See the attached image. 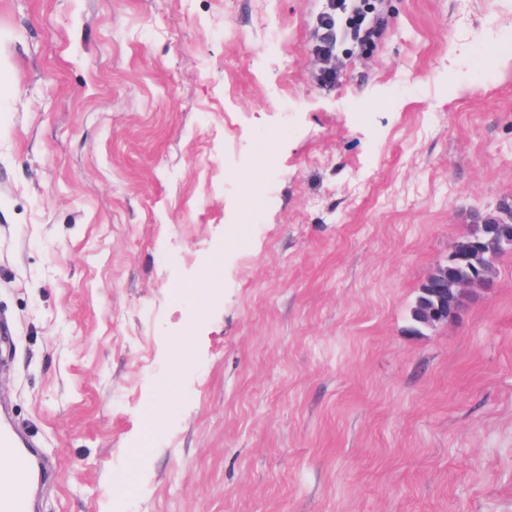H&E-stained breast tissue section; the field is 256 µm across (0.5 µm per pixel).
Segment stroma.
Wrapping results in <instances>:
<instances>
[{"mask_svg":"<svg viewBox=\"0 0 512 512\" xmlns=\"http://www.w3.org/2000/svg\"><path fill=\"white\" fill-rule=\"evenodd\" d=\"M324 6L0 0V400L40 512H512V251L409 330L512 204V58L475 75L512 0H379L331 88ZM509 214V219H505ZM512 221V207L504 206L500 215H477V224H471L469 231L458 237L454 245H478L483 251L480 265L474 264L470 260H453L448 256V263L443 267H448V282L464 281L458 284V293L464 297L467 290L473 288H485L479 279L468 280L473 276L482 275L491 279H496L497 260L505 253L496 249V239L504 227L509 224H503L504 221ZM468 280V281H465ZM423 288V287H422ZM419 289L415 303L410 311V327L413 333H420L422 329L428 327L423 319L424 313L429 307L436 304L435 298L430 296L424 289Z\"/></svg>","mask_w":512,"mask_h":512,"instance_id":"35a3bbf8","label":"stroma"}]
</instances>
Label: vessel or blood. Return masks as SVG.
<instances>
[{"label": "vessel or blood", "mask_w": 512, "mask_h": 512, "mask_svg": "<svg viewBox=\"0 0 512 512\" xmlns=\"http://www.w3.org/2000/svg\"><path fill=\"white\" fill-rule=\"evenodd\" d=\"M9 426L0 427V512H30L27 478L33 461Z\"/></svg>", "instance_id": "1"}]
</instances>
